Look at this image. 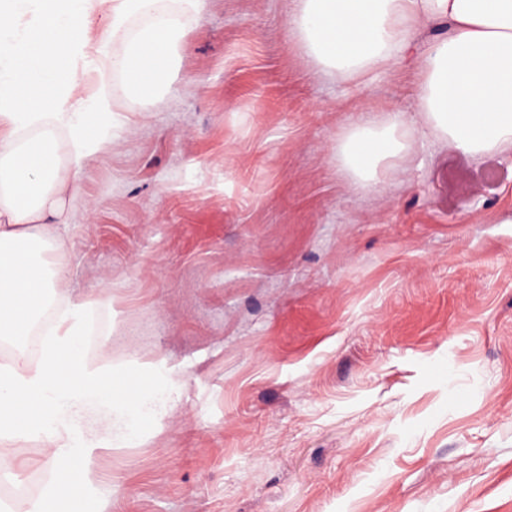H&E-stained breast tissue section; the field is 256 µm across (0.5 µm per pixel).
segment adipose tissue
<instances>
[{
  "mask_svg": "<svg viewBox=\"0 0 512 512\" xmlns=\"http://www.w3.org/2000/svg\"><path fill=\"white\" fill-rule=\"evenodd\" d=\"M204 4L0 0V342L31 335L53 314L39 361L22 347L0 365V445L40 442L53 473L26 512H85L99 452L132 437L165 396L145 372L115 391L111 368L81 357L89 301L53 308L46 298L67 271L46 273L42 258L71 240L58 216L112 114L106 94L80 95L77 67L92 65L104 82L122 77L151 98L167 84ZM95 16L121 45L91 47L86 31ZM432 21L447 22V36L419 44ZM288 32L314 63L353 81L416 61L414 111L367 109L336 135V153L359 185L379 166L407 162L416 139L472 155L512 148V0H288ZM62 133L71 147L64 165L55 156Z\"/></svg>",
  "mask_w": 512,
  "mask_h": 512,
  "instance_id": "obj_1",
  "label": "adipose tissue"
}]
</instances>
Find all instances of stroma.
<instances>
[{
	"label": "stroma",
	"mask_w": 512,
	"mask_h": 512,
	"mask_svg": "<svg viewBox=\"0 0 512 512\" xmlns=\"http://www.w3.org/2000/svg\"><path fill=\"white\" fill-rule=\"evenodd\" d=\"M409 64H307L284 0H207L168 86L112 80L67 203L87 362H166L171 401L102 450L91 512H512V150L418 149L354 186L336 132L412 111ZM0 512L52 477L32 441Z\"/></svg>",
	"instance_id": "stroma-1"
}]
</instances>
